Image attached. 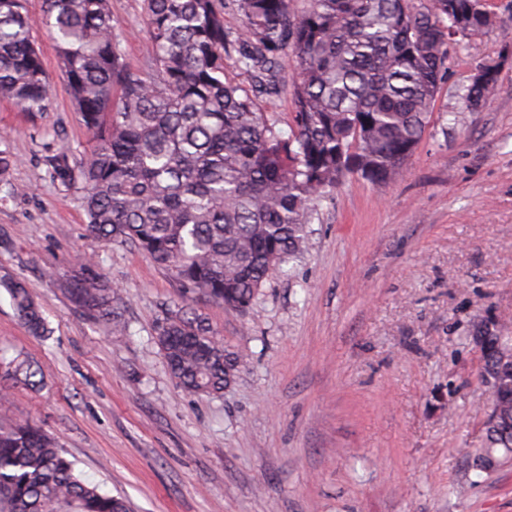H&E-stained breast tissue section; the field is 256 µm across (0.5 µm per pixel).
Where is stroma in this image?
Listing matches in <instances>:
<instances>
[{"instance_id": "stroma-1", "label": "stroma", "mask_w": 512, "mask_h": 512, "mask_svg": "<svg viewBox=\"0 0 512 512\" xmlns=\"http://www.w3.org/2000/svg\"><path fill=\"white\" fill-rule=\"evenodd\" d=\"M489 3L494 27L454 55L437 97L448 128L430 124L390 182L345 178L245 311L196 302L247 358L207 396L176 385L157 343L179 289L135 247L88 238L80 189L50 177L47 156L81 161L90 135L27 0L52 106L33 122L0 101L21 188L0 186V276L24 282L51 333L29 335L0 287V358L41 370L34 387L0 377V423L41 425L132 512H512V463L480 475L470 461L490 410L476 336L512 326V0ZM111 7L126 62L144 68L143 0ZM482 63L498 64L497 89L471 111L457 91ZM85 254L123 334L58 286Z\"/></svg>"}]
</instances>
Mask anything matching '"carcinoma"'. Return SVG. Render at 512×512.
Returning <instances> with one entry per match:
<instances>
[{"instance_id":"carcinoma-1","label":"carcinoma","mask_w":512,"mask_h":512,"mask_svg":"<svg viewBox=\"0 0 512 512\" xmlns=\"http://www.w3.org/2000/svg\"><path fill=\"white\" fill-rule=\"evenodd\" d=\"M244 17L224 26L225 0H145L148 67L129 66L114 34L109 0H43L61 71L91 136L84 159H48L52 178L83 193L88 235L131 244L179 288L184 304L156 326L166 365L184 390L218 395L245 363L224 348L197 300L249 307L271 270L305 241L306 216L356 173L373 184L406 165L433 118L450 75L448 47L494 24L487 0H234ZM244 79L224 78L231 56ZM296 66L284 84L286 63ZM497 70L459 90L465 108H483ZM288 89L289 131L257 100ZM0 100L31 120L50 110L49 80L32 36L26 0H0ZM17 157L0 149V184ZM79 261L63 283L88 320L123 330L115 291ZM16 313L33 336L47 332L25 284L6 277ZM494 353L512 336L487 339ZM6 375L33 384L24 361ZM498 419L475 455L488 472L512 459V364L499 366ZM0 512H131L129 503L75 474L74 463L35 422L0 426Z\"/></svg>"}]
</instances>
